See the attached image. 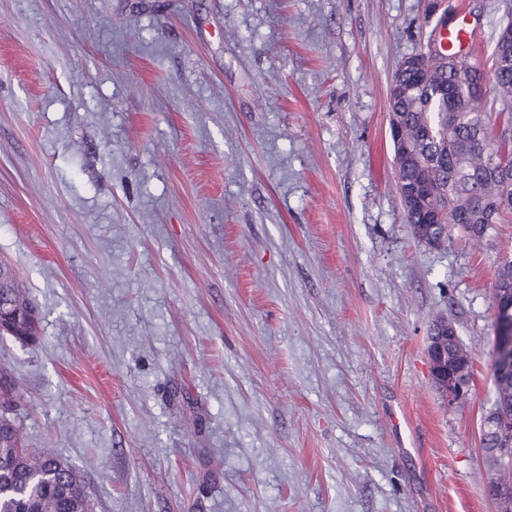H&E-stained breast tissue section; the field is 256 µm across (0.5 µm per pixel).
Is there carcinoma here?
I'll return each mask as SVG.
<instances>
[{
	"label": "carcinoma",
	"mask_w": 512,
	"mask_h": 512,
	"mask_svg": "<svg viewBox=\"0 0 512 512\" xmlns=\"http://www.w3.org/2000/svg\"><path fill=\"white\" fill-rule=\"evenodd\" d=\"M404 80L416 90L393 104L405 115L402 135L410 149L399 161L397 186L423 178L439 206L436 217L404 210L413 237L423 231L442 245L456 229L476 242L493 236L497 225L512 215V207L497 211L492 220L487 214L493 200L512 202V55L494 60L491 73L482 74L477 83L458 82L446 71L432 75L428 85H419L414 72ZM489 93L507 112L497 126L484 110ZM505 295L512 298L508 257L497 265L492 286L497 337L492 410L499 426L485 447L495 449L499 493L512 501V317L502 313ZM0 301L31 313L13 339L36 341L38 309L16 275L0 282ZM16 398L14 387L0 375V512H93L75 468L56 449L34 456L24 448L10 418Z\"/></svg>",
	"instance_id": "cac0c4a2"
}]
</instances>
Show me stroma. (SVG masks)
Instances as JSON below:
<instances>
[{
    "instance_id": "1",
    "label": "stroma",
    "mask_w": 512,
    "mask_h": 512,
    "mask_svg": "<svg viewBox=\"0 0 512 512\" xmlns=\"http://www.w3.org/2000/svg\"><path fill=\"white\" fill-rule=\"evenodd\" d=\"M512 0H0V340L31 452L94 512H493L491 289L512 240L421 246L388 131L400 61ZM473 374L451 403L428 336ZM0 301L10 302L15 309H27L32 315L30 320L19 323L18 328L22 330L21 332H16V335L4 332L2 335L0 331L1 337L9 336L20 342H35L38 338V309L31 299L28 290L22 288L18 283L15 273L0 282ZM437 338L431 337L428 355L431 364V374L434 383L448 399L457 400L463 396L468 387V373L470 372V363L452 362L450 359L462 358L469 360L468 354L463 346L459 344L447 355V345L457 340L454 326L445 320L436 333Z\"/></svg>"
}]
</instances>
